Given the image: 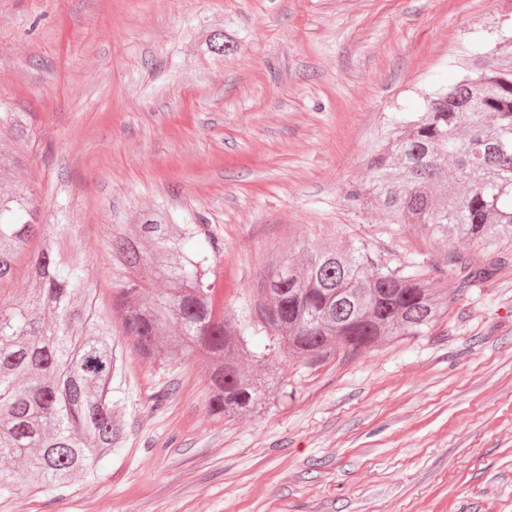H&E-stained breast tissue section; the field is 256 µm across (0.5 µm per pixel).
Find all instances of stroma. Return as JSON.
Masks as SVG:
<instances>
[{"label":"stroma","mask_w":512,"mask_h":512,"mask_svg":"<svg viewBox=\"0 0 512 512\" xmlns=\"http://www.w3.org/2000/svg\"><path fill=\"white\" fill-rule=\"evenodd\" d=\"M494 49L512 0H0V105L28 117L14 177L73 225L101 310L112 226L161 209L219 239L224 310L248 326L281 258L366 242L428 274L469 251L345 191ZM251 345L282 390L237 417L209 411L197 359L126 349L124 448L60 491L1 490L0 512H512V264L352 358Z\"/></svg>","instance_id":"35a3bbf8"}]
</instances>
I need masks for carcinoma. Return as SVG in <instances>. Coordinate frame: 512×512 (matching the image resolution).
I'll return each mask as SVG.
<instances>
[{
    "mask_svg": "<svg viewBox=\"0 0 512 512\" xmlns=\"http://www.w3.org/2000/svg\"><path fill=\"white\" fill-rule=\"evenodd\" d=\"M26 123L21 112H0V133L22 132ZM368 165L367 185L347 194L352 204L370 201L391 224H419L485 249L450 253L439 269L456 284L446 300L416 265L393 266L367 244L274 265L256 288L254 326L308 364L419 335L457 294L506 263L488 248L512 240V55L476 57L471 73L429 97L426 112L398 127ZM71 229L41 221L30 191L11 184L9 168L0 165V284L41 240L31 262L33 295L0 301L1 489L29 478L60 490L123 447V343L151 361L201 360L211 381L209 407L226 416L258 409L276 385L268 367L244 371L245 331L224 315L209 276L221 252L209 225L171 224L159 209L141 224L115 225L109 248L119 339L111 314L96 309L80 244L72 243L66 259L56 253V241ZM159 281L166 287H154Z\"/></svg>",
    "mask_w": 512,
    "mask_h": 512,
    "instance_id": "1",
    "label": "carcinoma"
}]
</instances>
